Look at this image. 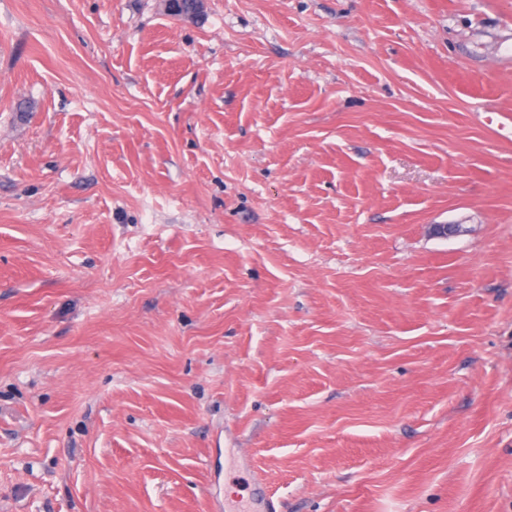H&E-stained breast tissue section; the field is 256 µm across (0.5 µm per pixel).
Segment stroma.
Listing matches in <instances>:
<instances>
[{
  "label": "stroma",
  "instance_id": "1",
  "mask_svg": "<svg viewBox=\"0 0 512 512\" xmlns=\"http://www.w3.org/2000/svg\"><path fill=\"white\" fill-rule=\"evenodd\" d=\"M204 10L0 0V512H512V0Z\"/></svg>",
  "mask_w": 512,
  "mask_h": 512
}]
</instances>
